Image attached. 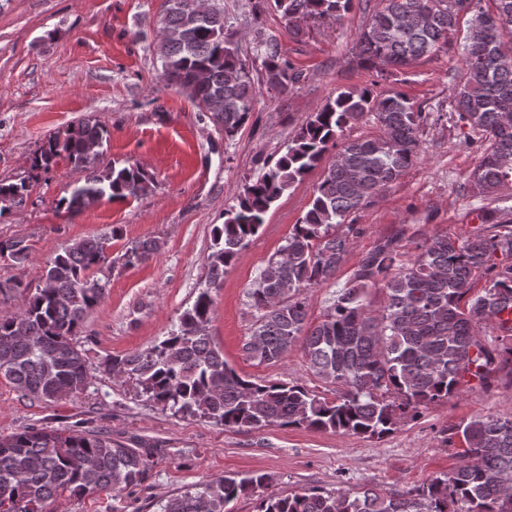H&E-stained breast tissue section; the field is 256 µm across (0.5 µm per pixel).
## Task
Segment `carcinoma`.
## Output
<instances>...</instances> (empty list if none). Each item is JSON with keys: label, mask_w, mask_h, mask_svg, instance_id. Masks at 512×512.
Masks as SVG:
<instances>
[{"label": "carcinoma", "mask_w": 512, "mask_h": 512, "mask_svg": "<svg viewBox=\"0 0 512 512\" xmlns=\"http://www.w3.org/2000/svg\"><path fill=\"white\" fill-rule=\"evenodd\" d=\"M492 2L493 13L482 0H380L357 40L360 65L385 79L392 69L436 55L459 15H471L469 31L481 37L464 45L466 80L454 102L458 121L488 142L471 174L486 200L512 185V60L502 48L512 0ZM352 3L271 0L290 26L308 17L340 18ZM255 50L268 87L286 92L300 81L276 37L258 34ZM157 54L165 85L187 94L225 138H234L253 111L257 89L224 9L168 7ZM367 112L381 135L338 144V133ZM423 122L402 91L363 88L326 100L225 209L224 223L213 228L206 286L178 328L147 351L112 357L113 373L133 376L142 395L175 415L212 419L228 429L304 427L381 439L420 409L457 397L465 387L485 389L499 371L512 369V218L497 208H483L480 224L465 238L419 234L408 263L403 231L378 240L323 319L306 322V291L336 276L359 234L350 216L420 159ZM107 135L103 126L82 119L51 135L35 157L34 165L45 171L65 157L86 172L58 206L76 212L151 190L153 177L139 165L102 169L89 156V147L102 146ZM320 166L307 211L248 291L253 330L243 352L275 364L301 347L309 368L336 386L331 400L298 382H255L238 374L208 333L211 287L224 280L281 196ZM27 192L24 181L0 183V217L23 203ZM110 242L93 237L70 245L46 266L22 310L0 312V378L22 395L54 403L87 387L86 354L73 337L105 297L106 285L91 270L105 261ZM160 250L158 240H140L120 259L125 266L140 265ZM4 257L23 264L27 248L18 240L0 241ZM483 277L488 286L472 295ZM369 288L385 293L381 309L366 301ZM506 312L511 317L503 318ZM488 328L496 333L492 343L481 338ZM451 431L465 444L456 468L399 493L370 487L355 495L342 488L269 494V476L254 472L201 483L168 499L160 512H224L242 495L258 497L257 512H512V417L476 415ZM155 453L147 444L131 447L95 429L27 427L1 436L0 512H48L64 495L81 499L131 490L147 480Z\"/></svg>", "instance_id": "obj_1"}]
</instances>
